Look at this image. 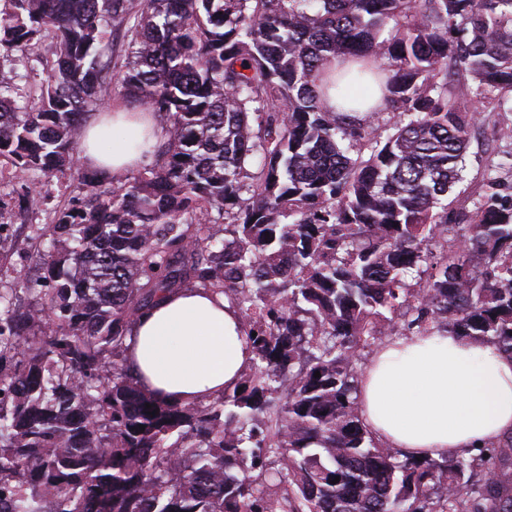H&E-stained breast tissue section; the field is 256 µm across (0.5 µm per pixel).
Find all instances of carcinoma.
<instances>
[{
    "label": "carcinoma",
    "instance_id": "cac0c4a2",
    "mask_svg": "<svg viewBox=\"0 0 512 512\" xmlns=\"http://www.w3.org/2000/svg\"><path fill=\"white\" fill-rule=\"evenodd\" d=\"M114 28L130 49L116 73ZM46 34L33 104L0 71L19 205L39 203L29 179L83 170L77 131L114 82L165 138L117 186L92 170L56 212L22 283L38 307L0 295V512H512V435L406 457L367 431L356 369L401 335L395 316L512 356V182L486 177L453 257L442 203L475 122L448 74L512 92V0H4L1 57ZM338 56L382 73L407 122L385 136L328 110L317 81ZM187 284L236 305L254 360L186 407L112 358L141 310Z\"/></svg>",
    "mask_w": 512,
    "mask_h": 512
}]
</instances>
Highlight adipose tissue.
Listing matches in <instances>:
<instances>
[{"label": "adipose tissue", "mask_w": 512, "mask_h": 512, "mask_svg": "<svg viewBox=\"0 0 512 512\" xmlns=\"http://www.w3.org/2000/svg\"><path fill=\"white\" fill-rule=\"evenodd\" d=\"M157 132L148 112H103L79 136L80 157L122 178ZM253 359L226 296L184 288L136 317L127 370L157 400L191 405L233 388ZM357 402L376 440L415 458L461 455L512 431V357L441 330L391 341L361 374Z\"/></svg>", "instance_id": "1"}]
</instances>
